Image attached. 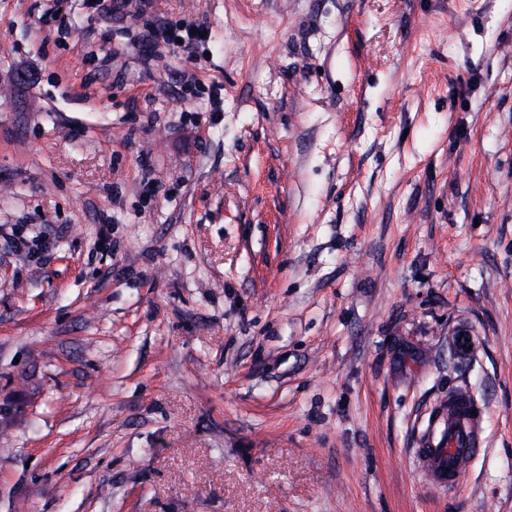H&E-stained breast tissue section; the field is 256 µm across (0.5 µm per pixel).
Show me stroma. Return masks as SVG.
<instances>
[{"label": "stroma", "instance_id": "35a3bbf8", "mask_svg": "<svg viewBox=\"0 0 512 512\" xmlns=\"http://www.w3.org/2000/svg\"><path fill=\"white\" fill-rule=\"evenodd\" d=\"M50 2L0 0V512H512V0ZM196 29V34L190 35V30ZM199 32H207L203 26H187L183 30L176 26L166 25L155 31V36L162 38L163 41L177 48L190 49L194 44L202 42L205 38L199 36ZM460 334H463V337H460ZM458 338H461V342H458ZM449 343L455 355L460 359L471 358L477 350L475 337L464 325H461L454 330L452 335L449 337ZM469 347H472V350H469ZM435 421L428 426L423 448H416L427 486L459 487L469 460L484 445L483 411L466 388L448 391L439 402ZM475 411V414H472Z\"/></svg>", "mask_w": 512, "mask_h": 512}]
</instances>
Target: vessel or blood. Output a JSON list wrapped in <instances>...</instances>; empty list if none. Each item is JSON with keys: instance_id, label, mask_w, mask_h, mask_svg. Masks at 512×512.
I'll use <instances>...</instances> for the list:
<instances>
[{"instance_id": "b4317fda", "label": "vessel or blood", "mask_w": 512, "mask_h": 512, "mask_svg": "<svg viewBox=\"0 0 512 512\" xmlns=\"http://www.w3.org/2000/svg\"><path fill=\"white\" fill-rule=\"evenodd\" d=\"M449 343L458 358L468 359L476 340L462 325L456 335L450 336ZM483 445V414L470 392L464 388L449 390L447 398L438 404L422 448L415 451L426 485L457 489L469 460Z\"/></svg>"}]
</instances>
